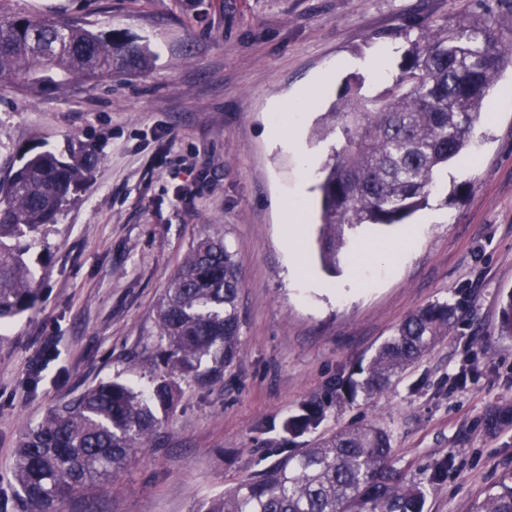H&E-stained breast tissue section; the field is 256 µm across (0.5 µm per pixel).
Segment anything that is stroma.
Instances as JSON below:
<instances>
[{"instance_id": "stroma-1", "label": "stroma", "mask_w": 512, "mask_h": 512, "mask_svg": "<svg viewBox=\"0 0 512 512\" xmlns=\"http://www.w3.org/2000/svg\"><path fill=\"white\" fill-rule=\"evenodd\" d=\"M8 14L61 16L118 31L151 52L64 94L0 85V179L21 158L82 144L100 158L35 249L34 306L0 334V512H19L14 450L27 424L99 382L149 387L156 305L190 247L214 232L240 267V353L220 382L187 384L151 448L109 493L83 489L64 512H205L225 490L356 422L389 436L393 461L427 489L424 512H475L512 483V337L497 332L512 294V70L491 92L475 147L436 178L406 223L350 233L335 270L319 260L315 135L347 85L383 90L358 60L386 47L397 71L425 26L465 18L512 30V0H6ZM279 126L292 147L271 141ZM446 215L432 223L434 212ZM299 247L287 248L290 239ZM400 261L380 252L400 240ZM356 278L355 290L344 289ZM447 301L436 346L382 392L347 398L353 369L413 311ZM58 345L36 385L44 337ZM314 430L284 431L309 401ZM443 480H433L437 464Z\"/></svg>"}]
</instances>
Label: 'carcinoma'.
I'll use <instances>...</instances> for the list:
<instances>
[{"label": "carcinoma", "instance_id": "cac0c4a2", "mask_svg": "<svg viewBox=\"0 0 512 512\" xmlns=\"http://www.w3.org/2000/svg\"><path fill=\"white\" fill-rule=\"evenodd\" d=\"M150 51L115 31L93 32L68 18L7 15L0 9V79L22 91L64 93L120 69L148 66ZM512 67V33L479 20L421 31L399 73L377 95L349 88L326 114L322 134L336 144L322 173L320 257L336 269L346 232L362 224H402L426 204L438 171L470 142L485 100ZM98 164L91 151H41L0 181V324L28 309L39 281L31 263L71 195ZM242 281L220 233L184 257L157 308V362L150 388L101 382L49 411L15 450L21 512H58L71 494L103 490L136 449L150 447L159 414L182 396V383L210 384L239 354ZM455 307L432 302L407 316L395 333L348 378L344 391L369 396L431 350L448 332ZM498 333L512 337V294ZM324 408L301 405L284 424L297 434L316 428ZM426 489L392 459L388 435L361 425L338 430L287 455L212 500L205 512H423ZM476 512H512V484L490 492Z\"/></svg>", "mask_w": 512, "mask_h": 512}]
</instances>
